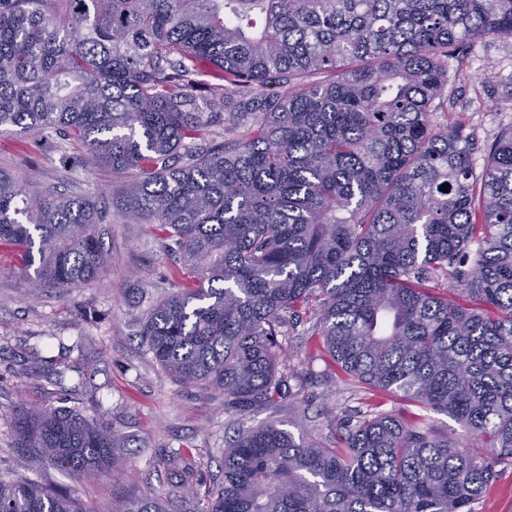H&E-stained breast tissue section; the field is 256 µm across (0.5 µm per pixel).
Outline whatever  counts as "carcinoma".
Here are the masks:
<instances>
[{"label":"carcinoma","instance_id":"cac0c4a2","mask_svg":"<svg viewBox=\"0 0 512 512\" xmlns=\"http://www.w3.org/2000/svg\"><path fill=\"white\" fill-rule=\"evenodd\" d=\"M488 37L512 39V0H0V128L129 177L119 212L177 257L182 287L140 324L161 369L240 416L272 408L280 327L315 309L369 407L324 439L246 429L207 506L191 487L122 512H474L512 459V127L478 168L433 103L448 53ZM217 107L233 139L200 148ZM109 223L99 200L30 194L0 166V241L31 287L95 279ZM450 278L472 304L437 292ZM378 393L413 411H373ZM429 411L476 443L433 434ZM15 428L38 464L120 465L73 411L22 405ZM0 512L86 510L0 481Z\"/></svg>","mask_w":512,"mask_h":512}]
</instances>
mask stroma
Wrapping results in <instances>:
<instances>
[{"label":"stroma","mask_w":512,"mask_h":512,"mask_svg":"<svg viewBox=\"0 0 512 512\" xmlns=\"http://www.w3.org/2000/svg\"><path fill=\"white\" fill-rule=\"evenodd\" d=\"M474 137L482 163L501 130L512 126V39L463 41L448 56V86L434 114ZM0 164L30 189L111 198L117 179L75 161L56 137L0 133ZM108 263L93 282L37 290L21 278L14 246L0 242V479L35 482L77 498L89 512H118L137 500L174 501L189 474L199 491L224 481V442L239 430L276 422L315 437L354 415L360 395L328 367L316 318L288 325L283 341L296 378L272 409L243 416L224 410L223 395L167 375L139 329L152 306L175 290L174 259L147 225L113 214L103 225ZM63 408L109 427L123 446L115 471L75 477L34 465L20 448L14 417L20 403Z\"/></svg>","instance_id":"1"}]
</instances>
